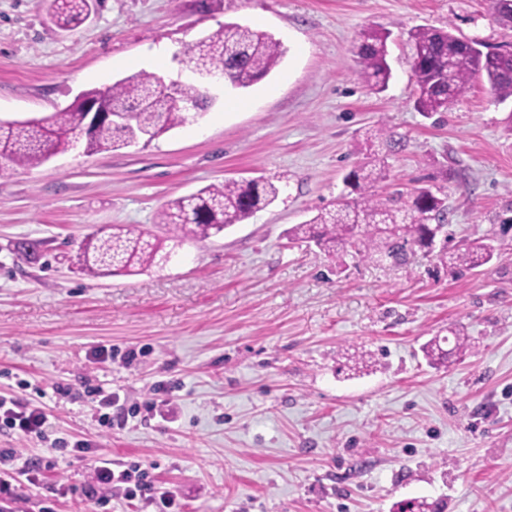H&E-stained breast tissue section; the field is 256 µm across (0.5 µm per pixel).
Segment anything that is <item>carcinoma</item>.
I'll use <instances>...</instances> for the list:
<instances>
[{
  "label": "carcinoma",
  "mask_w": 512,
  "mask_h": 512,
  "mask_svg": "<svg viewBox=\"0 0 512 512\" xmlns=\"http://www.w3.org/2000/svg\"><path fill=\"white\" fill-rule=\"evenodd\" d=\"M52 18L57 26L70 30L86 18L88 0H51ZM496 21L512 28V0H492ZM389 34L364 29L356 39V63L370 89L382 91L391 76L387 62ZM413 52L415 106L423 113L446 112L482 77L490 85L495 100L512 99V47L484 53L478 42L462 39L451 31L419 27L409 33ZM287 52L272 34L239 23H226L185 51L180 62L197 69L221 70L234 88H247L270 74ZM85 95L99 101L105 111L131 113L130 121L152 141L186 123L187 115L163 94L160 75L137 72L105 88H93ZM179 97L207 102L203 88L185 84ZM83 110L72 106L50 116L48 127L36 124L0 123L3 158L14 167L33 168L45 155L70 149L80 133ZM124 146V136L109 125L101 126L85 142V152L103 153ZM386 156L373 150L346 177V185L358 192L359 201L350 204L345 195L330 208L321 210L303 224L288 230V239L312 243L326 254L353 251L364 259L390 258L404 261L407 252L418 249L434 255L438 263L454 274H462L489 264L497 256L491 243L474 242L464 248L433 247L439 229L448 221L447 195L429 187L414 189L409 195L379 196L376 185L386 178ZM280 189L273 182L226 179L190 195L167 202L157 214L158 223L168 228L167 239L124 225L112 232L85 240L78 255L83 273L100 275L134 274L167 261L165 241L178 245L187 240H204L241 223L273 203ZM453 343L461 350L467 340L457 327L448 335L435 337L427 346L431 359L442 360ZM399 512H439V506L425 499L400 504Z\"/></svg>",
  "instance_id": "obj_1"
}]
</instances>
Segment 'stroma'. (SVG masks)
Wrapping results in <instances>:
<instances>
[{"label": "stroma", "instance_id": "35a3bbf8", "mask_svg": "<svg viewBox=\"0 0 512 512\" xmlns=\"http://www.w3.org/2000/svg\"><path fill=\"white\" fill-rule=\"evenodd\" d=\"M273 34L282 63L225 88L198 120L150 143L59 154L0 172V392L42 403L44 440L0 428L20 460L52 457L0 512H152L78 495L74 439L147 467L184 512H397L423 497L445 512H512V100L477 80L451 110L414 107L411 30L448 29L488 52L512 44L491 0H95L63 30L50 0H0V118L51 115L85 89L176 56L225 23ZM389 31L392 78L370 90L358 33ZM390 127L380 194L448 196V246L498 257L462 276L409 263L329 257L286 232L345 193L364 133ZM280 188L267 208L187 241L165 265L90 277L88 236L129 225L158 237L169 200L227 178ZM37 243L34 257L18 253ZM462 327L466 351L437 366L422 348ZM111 348V360L92 358ZM126 409L111 426L86 386ZM163 406L145 407L154 387Z\"/></svg>", "mask_w": 512, "mask_h": 512}]
</instances>
